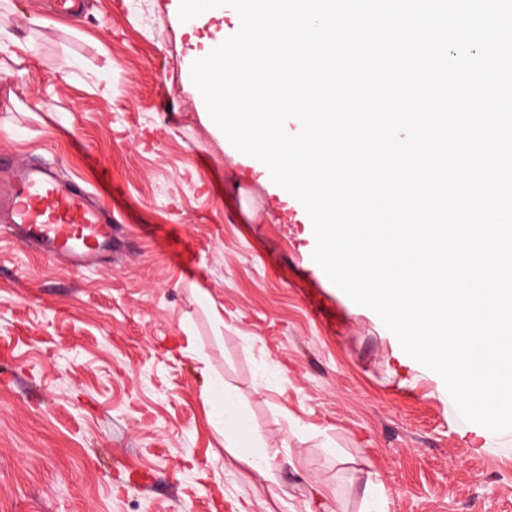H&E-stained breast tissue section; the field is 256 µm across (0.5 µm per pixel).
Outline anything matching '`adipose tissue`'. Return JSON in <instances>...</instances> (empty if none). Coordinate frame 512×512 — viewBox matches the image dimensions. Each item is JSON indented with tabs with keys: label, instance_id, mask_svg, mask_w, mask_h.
<instances>
[{
	"label": "adipose tissue",
	"instance_id": "1",
	"mask_svg": "<svg viewBox=\"0 0 512 512\" xmlns=\"http://www.w3.org/2000/svg\"><path fill=\"white\" fill-rule=\"evenodd\" d=\"M204 400L215 409L224 425V446L228 453L259 473L268 472L273 456L268 446L253 434L249 416L235 393L218 383L205 393Z\"/></svg>",
	"mask_w": 512,
	"mask_h": 512
}]
</instances>
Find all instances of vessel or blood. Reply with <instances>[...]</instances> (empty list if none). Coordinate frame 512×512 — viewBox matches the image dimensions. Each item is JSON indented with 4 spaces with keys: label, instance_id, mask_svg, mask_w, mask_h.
<instances>
[{
    "label": "vessel or blood",
    "instance_id": "vessel-or-blood-1",
    "mask_svg": "<svg viewBox=\"0 0 512 512\" xmlns=\"http://www.w3.org/2000/svg\"><path fill=\"white\" fill-rule=\"evenodd\" d=\"M0 208L18 235L65 258L73 271L91 267L112 249L111 214L92 202L83 185L61 180L52 166H13L0 190Z\"/></svg>",
    "mask_w": 512,
    "mask_h": 512
}]
</instances>
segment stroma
<instances>
[{
	"label": "stroma",
	"mask_w": 512,
	"mask_h": 512,
	"mask_svg": "<svg viewBox=\"0 0 512 512\" xmlns=\"http://www.w3.org/2000/svg\"><path fill=\"white\" fill-rule=\"evenodd\" d=\"M180 0H0V154L55 164L111 211L117 250L72 271L0 217V512H512V431L448 409L442 378L313 261L303 214L243 180L191 80ZM87 68L112 61V95ZM200 287L224 308L216 327ZM231 389L276 452L230 457L202 401ZM339 448L332 457L326 446ZM18 51L26 56L33 64L36 63L37 53L34 45L25 40L21 41L12 34L0 29V52L10 57H17Z\"/></svg>",
	"instance_id": "35a3bbf8"
}]
</instances>
